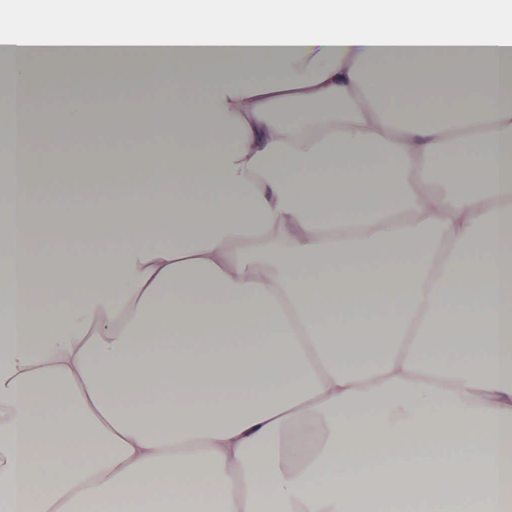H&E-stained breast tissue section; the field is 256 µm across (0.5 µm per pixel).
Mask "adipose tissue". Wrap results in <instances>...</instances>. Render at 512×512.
I'll return each instance as SVG.
<instances>
[{
    "label": "adipose tissue",
    "instance_id": "adipose-tissue-1",
    "mask_svg": "<svg viewBox=\"0 0 512 512\" xmlns=\"http://www.w3.org/2000/svg\"><path fill=\"white\" fill-rule=\"evenodd\" d=\"M19 15L10 99L51 39ZM173 21L148 78L204 84L200 112L159 125L115 87L112 133L216 128L221 155L107 173L79 135L66 175L34 181L42 132L0 123V512H502L512 7L196 0ZM188 45L222 48L223 74L185 69ZM105 189L110 212H71ZM40 198L65 215L43 232ZM76 446L89 465L64 464Z\"/></svg>",
    "mask_w": 512,
    "mask_h": 512
}]
</instances>
